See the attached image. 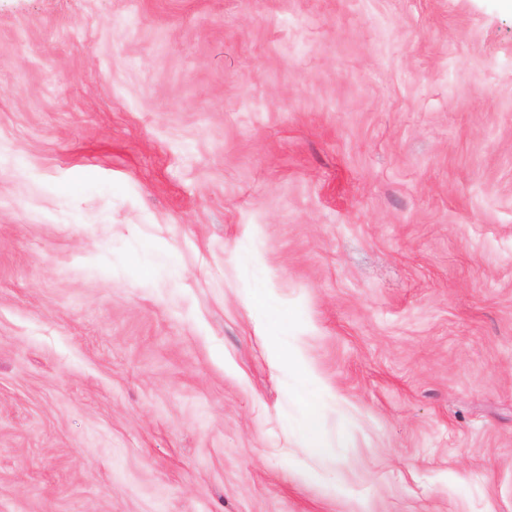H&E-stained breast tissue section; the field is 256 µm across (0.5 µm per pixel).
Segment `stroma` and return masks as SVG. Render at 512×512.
<instances>
[{
	"mask_svg": "<svg viewBox=\"0 0 512 512\" xmlns=\"http://www.w3.org/2000/svg\"><path fill=\"white\" fill-rule=\"evenodd\" d=\"M0 512H512V8L0 0ZM289 368L294 372L296 377L300 401L304 412L308 417L309 423L312 422L315 403L313 398L308 393V387L315 381L316 375L313 369L304 361L299 355L288 358Z\"/></svg>",
	"mask_w": 512,
	"mask_h": 512,
	"instance_id": "obj_1",
	"label": "stroma"
}]
</instances>
